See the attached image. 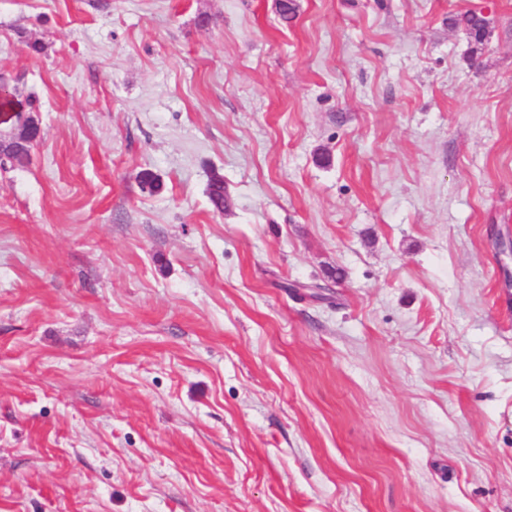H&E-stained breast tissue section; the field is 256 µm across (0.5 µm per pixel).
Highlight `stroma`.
Here are the masks:
<instances>
[{"mask_svg":"<svg viewBox=\"0 0 512 512\" xmlns=\"http://www.w3.org/2000/svg\"><path fill=\"white\" fill-rule=\"evenodd\" d=\"M297 3L0 0V512H512V0ZM454 26H462L474 45H483L489 36L488 22L481 14L475 11H468L453 19ZM16 90L17 88L11 87L6 80L0 79V125L8 123L19 124L18 132L24 131L25 129H34L40 136L42 133L41 125L37 123L36 126H34L26 122L28 117L26 104L28 112H38L34 106L36 100L28 96L25 104L24 101L18 98Z\"/></svg>","mask_w":512,"mask_h":512,"instance_id":"1","label":"stroma"}]
</instances>
